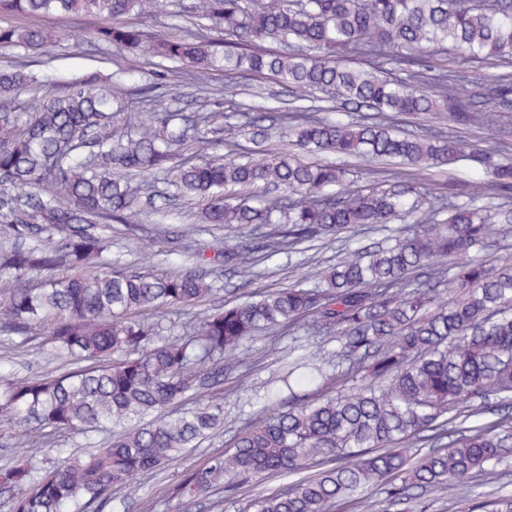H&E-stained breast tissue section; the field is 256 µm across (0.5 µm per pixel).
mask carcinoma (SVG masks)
Masks as SVG:
<instances>
[{
  "label": "carcinoma",
  "mask_w": 512,
  "mask_h": 512,
  "mask_svg": "<svg viewBox=\"0 0 512 512\" xmlns=\"http://www.w3.org/2000/svg\"><path fill=\"white\" fill-rule=\"evenodd\" d=\"M168 5L0 0V14L60 24L74 14L103 18L99 41L144 51L172 74L271 76L295 95L292 110L278 115L285 145L393 167L375 168L372 183L353 190L342 166L262 148L275 108L232 102L227 115L209 86L190 135L174 126L164 97L150 95L147 109H135L95 72L53 94L22 67L0 69V336H46L47 364H75L35 377L0 366V420L43 431L27 455L0 466V487L17 492L13 512L125 502L140 476L224 427V398L204 402L202 394L224 386L226 363L248 378L254 337L285 329L304 332L316 350L288 346L287 375L257 387L259 419L235 436L232 451L187 471L180 497L242 496L251 482L298 474L250 507L338 512L377 488L403 504L413 489L443 491L512 462L511 415L469 425L463 414L470 403L512 402V255L501 253L512 234V162L396 124L400 115L431 112L481 120L457 90L462 72L434 65L450 46L501 68L484 97L512 110V0H195L198 20L224 30L222 46L202 24L150 36L141 20ZM46 41L35 26L0 27V48L29 51ZM345 54L361 63L340 64ZM320 93L375 116H322ZM23 97L38 98L25 114L17 109ZM245 135L254 156L227 157ZM458 163L486 175L483 191L466 201L411 177ZM141 174H161L178 197L203 202L207 227L254 225L248 238L229 245L220 234L210 246L244 281L257 275L258 256L270 259L282 245L311 248L362 225L387 236L286 288L226 304L177 335L165 314L210 295L213 284L202 274L157 276L152 254L124 267L105 260L112 225L138 207ZM250 186L262 188L253 205L229 195ZM408 220L416 223L411 234H388ZM184 234L173 224L151 227L159 241ZM59 269L71 274L57 277ZM99 429L113 431L105 446L92 442ZM60 430L81 433L90 451L57 447ZM50 455L56 464L47 469ZM314 463L320 470L307 473Z\"/></svg>",
  "instance_id": "obj_1"
}]
</instances>
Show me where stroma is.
<instances>
[{
    "label": "stroma",
    "mask_w": 512,
    "mask_h": 512,
    "mask_svg": "<svg viewBox=\"0 0 512 512\" xmlns=\"http://www.w3.org/2000/svg\"><path fill=\"white\" fill-rule=\"evenodd\" d=\"M40 25L49 36L44 51L32 53L15 49L0 53V67L25 65L38 78L47 77L55 82L70 79L90 69L106 75L117 71L121 74L120 90L123 96L132 106H140L143 89L147 85L146 76L156 69L154 59L147 55L117 54L102 49L94 38L100 22L93 18L75 16L64 27L53 19L45 18ZM210 80L213 86L222 89L223 98L227 101L268 97L285 103L291 98L288 91L270 78L228 81L223 73L214 71L210 74ZM496 115V122L489 126L465 125L444 112L422 117L408 116L404 119V125L411 130L431 128L447 136L463 138L476 150L494 151L500 142L512 139V112ZM207 240V235L202 234L156 243L154 271L164 274L170 271L205 270L207 264L200 259L199 254ZM338 256L339 249L334 244L321 248L316 246L303 253L285 249L274 261L261 263L259 276L247 283L231 269H223L215 283L216 291L213 295L190 307L187 313L173 315L174 331L183 333L189 317L201 315L227 302L247 300L268 290L286 286L297 280L308 265L316 263L324 268L334 264ZM290 341V336L282 332L274 337H260L253 343L249 368L254 381L267 379L278 372L280 352ZM224 396L223 431L206 439L200 447L192 449L159 474L139 478L134 497L122 503L112 502L106 506L105 512H138L136 500L146 495L156 499V512H247L251 499L287 486L286 478L272 477L254 482L244 496H222L216 500L207 497L189 503L177 495L175 488L186 470L200 467L213 454L228 449L234 436L257 417L255 396L249 385L239 382L237 370H225ZM510 494L512 465L500 467L494 474L478 477L468 485L446 493H423L407 506L393 503L384 493L375 492L369 495L367 507L347 506L341 512H448L450 501L462 497L474 504Z\"/></svg>",
    "instance_id": "35a3bbf8"
}]
</instances>
